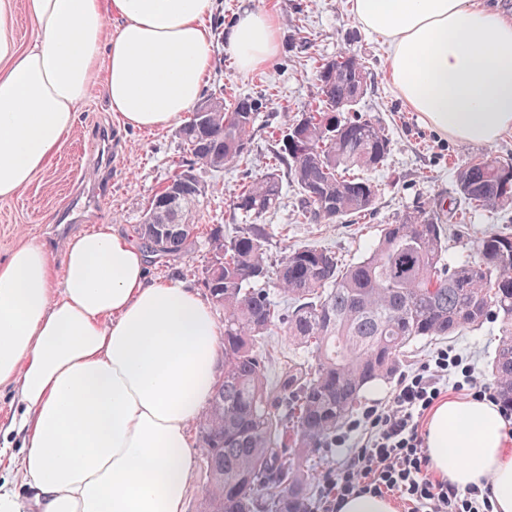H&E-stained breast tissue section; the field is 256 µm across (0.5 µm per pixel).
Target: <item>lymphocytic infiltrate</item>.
I'll return each mask as SVG.
<instances>
[{"label":"lymphocytic infiltrate","mask_w":512,"mask_h":512,"mask_svg":"<svg viewBox=\"0 0 512 512\" xmlns=\"http://www.w3.org/2000/svg\"><path fill=\"white\" fill-rule=\"evenodd\" d=\"M460 369L463 382L476 387L460 355L437 352L429 363L401 379L387 403L364 406L346 425L332 432L326 448L348 449V457L329 463L318 495L306 512H336L339 500L353 494L396 495L409 512H490L479 488L462 492L433 478L423 448L420 421L442 394L449 369Z\"/></svg>","instance_id":"lymphocytic-infiltrate-1"}]
</instances>
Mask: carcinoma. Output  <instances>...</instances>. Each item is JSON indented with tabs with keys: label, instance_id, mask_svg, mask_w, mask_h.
Masks as SVG:
<instances>
[{
	"label": "carcinoma",
	"instance_id": "obj_1",
	"mask_svg": "<svg viewBox=\"0 0 512 512\" xmlns=\"http://www.w3.org/2000/svg\"><path fill=\"white\" fill-rule=\"evenodd\" d=\"M321 99L290 124L275 163L245 182L235 209L256 219L280 203L283 181L300 195L309 224H332L369 214L378 184L369 173L383 165L391 141L375 120L356 113L371 89L368 67L350 52L317 67ZM209 126L193 116L178 131V170L148 198L135 226L154 260L185 252L196 237L192 210L206 195L188 194L160 205L170 182L198 170L239 164L251 148L256 99L232 103L205 95ZM465 207L448 216L417 205L358 261L344 264L327 249L302 247L268 258L265 228L248 224L224 238L214 224L203 284L224 310V368L197 425L208 472L199 512H305L315 479L311 457L322 440L352 412L362 392L388 379L412 342L457 336L490 319L502 323L491 363L499 401L512 407V234L486 233L473 253L448 257V225L469 211L512 207V162L497 156L470 159L456 168ZM284 301L274 298V291ZM279 328L306 349L314 365L289 364L271 385L263 337Z\"/></svg>",
	"mask_w": 512,
	"mask_h": 512
}]
</instances>
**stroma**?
<instances>
[{
	"mask_svg": "<svg viewBox=\"0 0 512 512\" xmlns=\"http://www.w3.org/2000/svg\"><path fill=\"white\" fill-rule=\"evenodd\" d=\"M244 6L273 9L280 25L276 62L249 74L239 72L223 52L224 27ZM210 29L214 63L203 82V93L228 102L252 96L258 98L260 109L247 169L228 166L219 172L202 171L208 192L192 216L200 229L220 224L230 236L249 223V216L233 206L245 172L266 171L280 132L318 98L319 62L341 51L351 52L369 66L372 88L358 109L379 121L391 140L388 159L371 174L379 196L363 222L306 224L299 216L296 187L285 184L277 208L260 219L270 235L272 258L287 249L311 245L334 250L346 261L356 260L377 240L383 225L395 223L418 203L457 206L455 171L467 159L483 153L512 159V133L491 144L467 143L426 125L388 80L385 48L354 21L349 0H214ZM178 130L175 124L154 129L121 126L100 91H93L50 165L16 195L0 199V260L19 245L33 242L47 246L53 262H60L59 243L98 224L111 225L114 232L136 241L133 227L140 223L148 197L181 159ZM495 230L512 232V207L493 214L472 213L449 238V255L469 254L476 237ZM207 258L205 240L200 237L179 258L148 264L147 277L154 283L178 281L199 291ZM499 337L500 324L493 321L449 339L417 341L407 349L397 376L369 387L360 402L388 401L401 376L443 349L460 354L486 390L494 391L490 362ZM266 353L271 381L285 364L311 361L304 349L280 331L268 336Z\"/></svg>",
	"mask_w": 512,
	"mask_h": 512,
	"instance_id": "obj_1",
	"label": "stroma"
}]
</instances>
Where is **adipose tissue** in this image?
<instances>
[{"label":"adipose tissue","instance_id":"obj_1","mask_svg":"<svg viewBox=\"0 0 512 512\" xmlns=\"http://www.w3.org/2000/svg\"><path fill=\"white\" fill-rule=\"evenodd\" d=\"M34 38L18 45L0 0V198L45 169L103 81L126 127L183 121L213 65V0H25ZM385 45L405 103L444 135L491 143L512 131V19L482 0H351ZM116 27H109V19ZM278 21L241 9L224 53L242 72L274 64ZM0 262V386L17 416L18 470L39 512H185L188 429L221 368L222 326L181 284L148 281L142 251L111 225ZM486 400L437 405L425 430L437 475L486 490L512 512V448Z\"/></svg>","mask_w":512,"mask_h":512}]
</instances>
